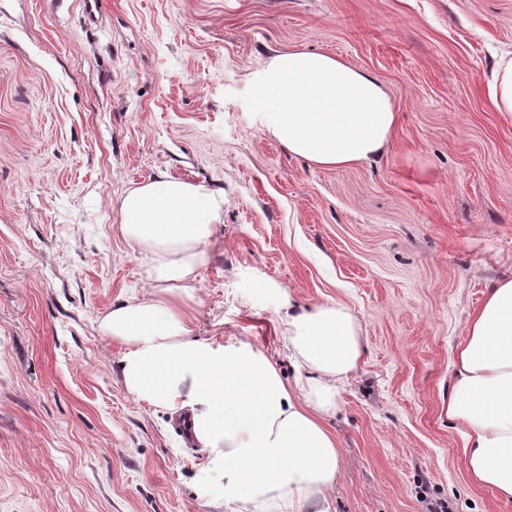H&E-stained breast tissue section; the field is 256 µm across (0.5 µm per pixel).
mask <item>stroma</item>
<instances>
[{"instance_id": "obj_1", "label": "stroma", "mask_w": 512, "mask_h": 512, "mask_svg": "<svg viewBox=\"0 0 512 512\" xmlns=\"http://www.w3.org/2000/svg\"><path fill=\"white\" fill-rule=\"evenodd\" d=\"M0 0V512H230L173 414L124 387L99 325L147 295L116 200L165 172L224 201L194 336L293 360L263 279L334 299L362 361L329 419L335 512H512L474 483L448 422L464 325L512 277V114L487 84L512 57V0ZM295 47L377 76L397 123L340 168L290 154L251 71Z\"/></svg>"}]
</instances>
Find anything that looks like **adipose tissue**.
I'll use <instances>...</instances> for the list:
<instances>
[{"instance_id": "1", "label": "adipose tissue", "mask_w": 512, "mask_h": 512, "mask_svg": "<svg viewBox=\"0 0 512 512\" xmlns=\"http://www.w3.org/2000/svg\"><path fill=\"white\" fill-rule=\"evenodd\" d=\"M252 107L289 152L316 165L365 162L388 147L392 99L374 75L340 58L294 48L250 73ZM118 230L148 255L149 297L112 306L101 322L125 344L127 392L153 408L187 414L194 442L209 451L206 487L234 512H334L341 453L325 425L363 356L362 329L330 301L296 305L290 290L259 282L292 347L284 381L251 342L224 347L193 336L196 270L218 207L213 193L167 174L116 203ZM448 420L476 483L512 499V278L488 288L465 324L448 391Z\"/></svg>"}]
</instances>
